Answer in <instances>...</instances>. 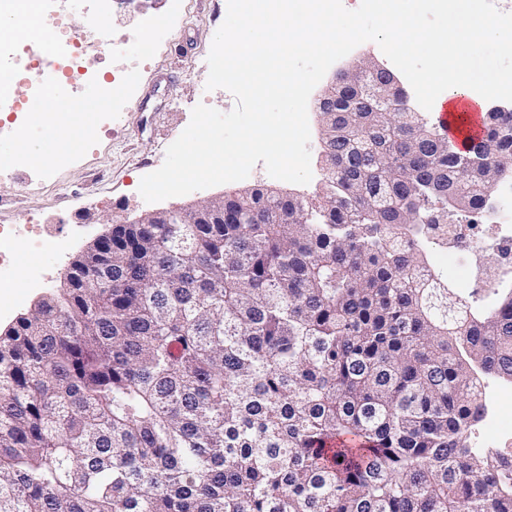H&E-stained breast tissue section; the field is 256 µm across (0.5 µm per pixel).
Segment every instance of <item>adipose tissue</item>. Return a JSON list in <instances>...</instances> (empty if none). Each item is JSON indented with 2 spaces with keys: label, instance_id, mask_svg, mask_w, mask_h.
Returning a JSON list of instances; mask_svg holds the SVG:
<instances>
[{
  "label": "adipose tissue",
  "instance_id": "adipose-tissue-1",
  "mask_svg": "<svg viewBox=\"0 0 512 512\" xmlns=\"http://www.w3.org/2000/svg\"><path fill=\"white\" fill-rule=\"evenodd\" d=\"M441 12L443 46L437 59L417 75L418 81L447 85L446 100L461 99L483 105L486 96L495 88L497 78L484 61L465 56L461 45L466 41L496 39L512 44V32L496 26L492 13L483 0H437ZM369 9L376 12L381 28L392 31L398 38H426L418 27L406 0H370ZM39 0H20L19 8L0 13V32L41 44L42 31L37 26ZM81 114L75 111L66 85L51 81L29 111L30 121L50 120L47 141L36 144L25 136H17L14 147L32 163H41L47 154L67 151L77 140V122Z\"/></svg>",
  "mask_w": 512,
  "mask_h": 512
}]
</instances>
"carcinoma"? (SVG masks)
<instances>
[{"label": "carcinoma", "instance_id": "obj_1", "mask_svg": "<svg viewBox=\"0 0 512 512\" xmlns=\"http://www.w3.org/2000/svg\"><path fill=\"white\" fill-rule=\"evenodd\" d=\"M407 97L334 85L318 202L115 224L0 332V512H512V455L469 445L512 291L470 307L408 237L498 184ZM484 124L512 179V112Z\"/></svg>", "mask_w": 512, "mask_h": 512}]
</instances>
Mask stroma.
Returning <instances> with one entry per match:
<instances>
[{
	"instance_id": "35a3bbf8",
	"label": "stroma",
	"mask_w": 512,
	"mask_h": 512,
	"mask_svg": "<svg viewBox=\"0 0 512 512\" xmlns=\"http://www.w3.org/2000/svg\"><path fill=\"white\" fill-rule=\"evenodd\" d=\"M101 0L114 49L135 60L117 111L108 112L99 136L81 143L64 160L13 170L0 167V227L47 224L49 240L36 252L20 250L18 259L41 271L38 287H27L21 276L0 277L12 301L0 308V329L27 315L45 293L63 285L72 259L112 227L113 220L132 221L151 211L186 208L239 190L262 186L317 201L324 185L319 116L309 109V149L312 179L299 185L270 177L256 164L241 181L196 190L160 202H146L139 193L143 176L159 169L168 146L184 131L196 105L231 111L236 100L227 90H210L207 57L213 37L226 18V0H130L120 11ZM70 22L85 32L83 65L89 80L71 88L80 98L108 74V61L96 33L87 31L83 0H70ZM24 130L28 139L42 141L48 130L28 122L23 112L0 113V158L14 159L13 138Z\"/></svg>"
}]
</instances>
